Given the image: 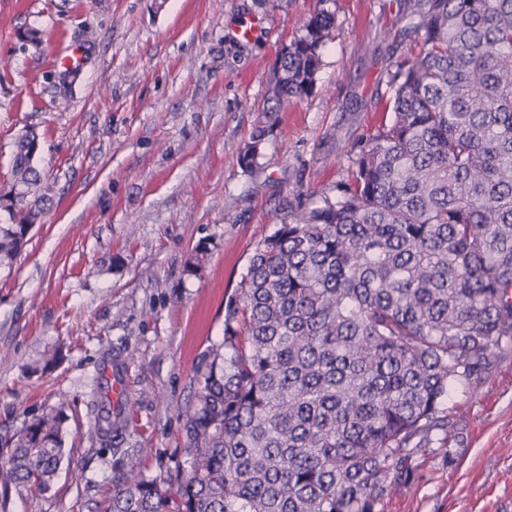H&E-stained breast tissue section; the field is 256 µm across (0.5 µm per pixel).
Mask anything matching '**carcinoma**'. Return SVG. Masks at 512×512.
<instances>
[{
	"label": "carcinoma",
	"instance_id": "cac0c4a2",
	"mask_svg": "<svg viewBox=\"0 0 512 512\" xmlns=\"http://www.w3.org/2000/svg\"><path fill=\"white\" fill-rule=\"evenodd\" d=\"M421 49L389 76V124L336 194L298 208L251 257L224 341L180 407L186 464L128 459L104 512H383L410 462L448 428L443 404L512 342V0H428ZM334 29L322 9L283 53L273 97L315 83ZM267 127L240 151L256 164ZM39 134L16 143L0 191V269L50 198ZM110 444L125 421L92 392ZM62 414L0 435V512L17 485L48 493Z\"/></svg>",
	"mask_w": 512,
	"mask_h": 512
}]
</instances>
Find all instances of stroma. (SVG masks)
<instances>
[{
  "instance_id": "obj_1",
  "label": "stroma",
  "mask_w": 512,
  "mask_h": 512,
  "mask_svg": "<svg viewBox=\"0 0 512 512\" xmlns=\"http://www.w3.org/2000/svg\"><path fill=\"white\" fill-rule=\"evenodd\" d=\"M416 0H0V186L37 128L51 202L0 270V432L64 410L65 457L44 495L7 512H102L127 460L183 458L178 406L224 337L257 245L309 197L334 194L352 151L391 115L387 79L418 49ZM335 32L312 91L285 103L253 170L239 161L284 48L315 10ZM257 23L250 41L235 30ZM38 33L27 42L28 30ZM79 48L61 86L55 59ZM206 244L200 271L186 262ZM125 360L126 422L105 445L94 372ZM448 452L414 459L384 512H512V344L447 402Z\"/></svg>"
}]
</instances>
